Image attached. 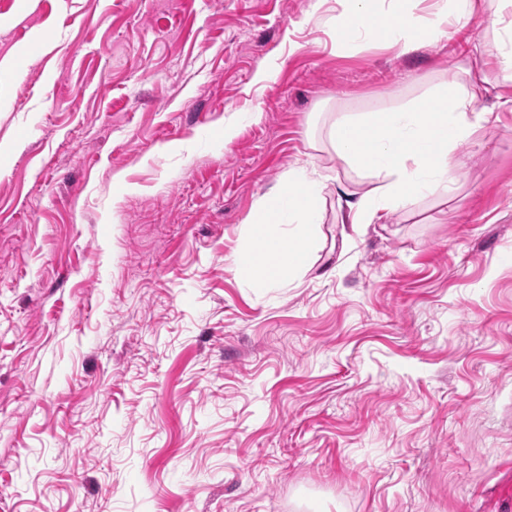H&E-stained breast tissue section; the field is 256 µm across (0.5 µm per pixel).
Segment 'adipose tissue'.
Wrapping results in <instances>:
<instances>
[{"label": "adipose tissue", "instance_id": "adipose-tissue-1", "mask_svg": "<svg viewBox=\"0 0 512 512\" xmlns=\"http://www.w3.org/2000/svg\"><path fill=\"white\" fill-rule=\"evenodd\" d=\"M347 2V13L336 20L340 41L375 40L374 24L385 13L396 21L386 38L405 44L446 34L451 27L466 31L477 14L497 13L505 0H440L429 17L417 13L419 0H389L384 12L378 0ZM434 97V103L422 108L344 114L331 125L328 136L337 154L371 182L366 193L348 192L342 198L351 223L378 224L418 198L453 192L465 165L458 148L489 122L494 109L475 108V92L460 83L439 86ZM320 185V178L289 170L283 185L250 213L251 232L243 252L248 277L263 283L304 269L320 210ZM286 214L296 221L289 231L281 224Z\"/></svg>", "mask_w": 512, "mask_h": 512}]
</instances>
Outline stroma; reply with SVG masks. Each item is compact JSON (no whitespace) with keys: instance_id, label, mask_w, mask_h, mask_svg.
<instances>
[{"instance_id":"1","label":"stroma","mask_w":512,"mask_h":512,"mask_svg":"<svg viewBox=\"0 0 512 512\" xmlns=\"http://www.w3.org/2000/svg\"><path fill=\"white\" fill-rule=\"evenodd\" d=\"M21 2L0 512H512V112L383 224L347 220L370 183L328 138L458 81L492 16L405 49L337 41L345 0ZM293 167L309 264L258 284L247 218Z\"/></svg>"}]
</instances>
